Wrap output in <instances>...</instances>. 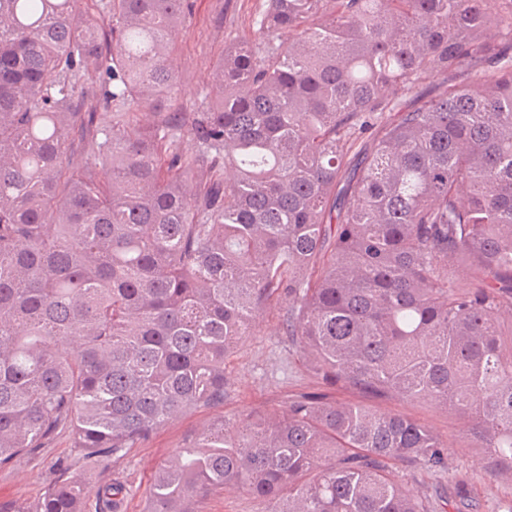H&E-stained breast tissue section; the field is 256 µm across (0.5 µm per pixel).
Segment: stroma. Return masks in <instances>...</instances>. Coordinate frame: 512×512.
Listing matches in <instances>:
<instances>
[{
  "mask_svg": "<svg viewBox=\"0 0 512 512\" xmlns=\"http://www.w3.org/2000/svg\"><path fill=\"white\" fill-rule=\"evenodd\" d=\"M266 0H195L182 27L173 64L177 96L187 112L199 111L211 84V74L228 44L252 37L253 21ZM322 386L301 358L283 328V312L260 316L224 362V402L178 416L120 459L100 456L97 463L80 460L71 438L54 436L28 458L0 467V503L34 500L62 473L78 472L90 486L125 484L127 493L114 501L111 512H142L147 481L154 468L173 458L218 416L235 422L249 412H276ZM402 413L428 423L448 440L445 467L392 462L402 480L429 505V512H512V482L492 478L480 467L482 449L466 438L454 413L426 405H405ZM199 512H270L267 501L230 487L214 492L198 505Z\"/></svg>",
  "mask_w": 512,
  "mask_h": 512,
  "instance_id": "35a3bbf8",
  "label": "stroma"
}]
</instances>
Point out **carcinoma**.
I'll use <instances>...</instances> for the list:
<instances>
[{"instance_id":"obj_1","label":"carcinoma","mask_w":512,"mask_h":512,"mask_svg":"<svg viewBox=\"0 0 512 512\" xmlns=\"http://www.w3.org/2000/svg\"><path fill=\"white\" fill-rule=\"evenodd\" d=\"M75 2L0 0V466L61 431L122 457L224 401V358L286 301L316 377L369 403L220 416L143 512L229 484L270 512H428L386 462L448 444L391 400L455 412L512 479V0H267L200 112L170 56L189 0ZM450 71L469 80L424 92ZM89 493L71 475L0 512Z\"/></svg>"}]
</instances>
